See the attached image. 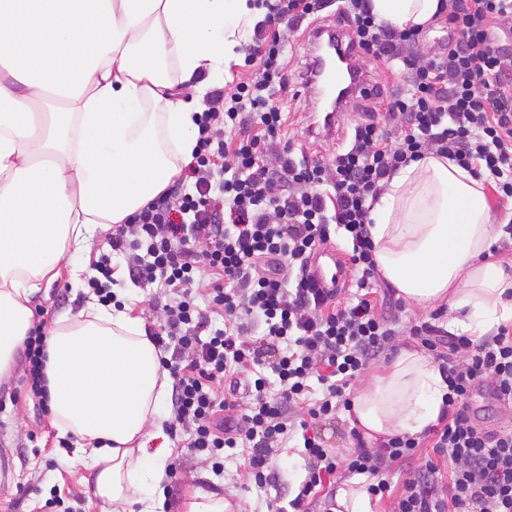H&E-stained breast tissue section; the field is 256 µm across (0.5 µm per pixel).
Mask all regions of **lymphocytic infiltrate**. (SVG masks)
Masks as SVG:
<instances>
[{
	"label": "lymphocytic infiltrate",
	"mask_w": 512,
	"mask_h": 512,
	"mask_svg": "<svg viewBox=\"0 0 512 512\" xmlns=\"http://www.w3.org/2000/svg\"><path fill=\"white\" fill-rule=\"evenodd\" d=\"M334 1L262 0L265 17L241 46L246 76L209 91L193 117L192 186L174 180L113 225L110 250L94 263L88 285L111 303L112 259L121 256L131 281L175 291L163 324L146 335L171 352L164 362L172 380L169 430L188 431V450L207 453L213 471H223L226 452L244 448L249 478L265 487L273 451L300 438L307 474L287 504L270 501V512H309L342 473L368 476V493L388 500L390 512H512V430L486 431L471 410L484 387L512 405L508 326L478 342L429 322L409 327L448 385L437 424L423 434H396L373 448L361 441L341 458L314 430L350 408L353 381L386 357L395 336L374 298L369 200L399 168L432 154L486 177L512 201V50L494 34L512 22V0H443L448 41L427 56L418 50L419 30L377 23L369 0H338L336 21L355 69L382 62L399 69L402 87L386 94L384 112L353 126L348 145L313 159L288 135L283 55L291 34ZM336 228L350 244L346 298L314 288L307 273ZM203 266L213 274L205 284L197 278ZM215 314L223 328H213ZM46 328V320L35 322L20 353L24 393L43 410L50 401ZM248 332L258 344L245 341ZM224 382L230 395L221 399L215 387ZM425 448L431 456H422ZM414 459L418 470L393 493L388 473Z\"/></svg>",
	"instance_id": "f902f5d3"
}]
</instances>
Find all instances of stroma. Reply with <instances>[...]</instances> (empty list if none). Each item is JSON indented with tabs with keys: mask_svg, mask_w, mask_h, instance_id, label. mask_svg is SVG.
Listing matches in <instances>:
<instances>
[{
	"mask_svg": "<svg viewBox=\"0 0 512 512\" xmlns=\"http://www.w3.org/2000/svg\"><path fill=\"white\" fill-rule=\"evenodd\" d=\"M311 48L309 32L302 29L290 37L286 49L290 88L298 93L290 103L288 132L296 147L325 157L331 153L332 143L309 137L306 112L313 93L299 80ZM169 296V289L134 284L126 289L122 301L131 316L155 327L163 321L162 306ZM86 299L85 292L72 291L70 273L65 270L33 297L30 306L33 311H45L51 321L63 314L77 313ZM21 388L20 366L15 363L9 379L0 383V512H102V504L88 494L90 472L64 466L52 417L43 416L29 398L21 396ZM188 440V433L181 431L176 437L153 442L154 447L171 450L167 483L170 512H184L186 494L197 485L232 500L238 512H268L269 499L288 498L306 475L301 449L281 448L270 460L272 486L260 489L240 468L238 460L225 459L223 473L215 474L205 456L188 451Z\"/></svg>",
	"mask_w": 512,
	"mask_h": 512,
	"instance_id": "1",
	"label": "stroma"
}]
</instances>
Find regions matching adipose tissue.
I'll use <instances>...</instances> for the list:
<instances>
[{
	"label": "adipose tissue",
	"mask_w": 512,
	"mask_h": 512,
	"mask_svg": "<svg viewBox=\"0 0 512 512\" xmlns=\"http://www.w3.org/2000/svg\"><path fill=\"white\" fill-rule=\"evenodd\" d=\"M439 0H371L378 22L431 24ZM264 17L254 0H0V382L33 320L30 301L69 267L74 287L100 230L125 223L192 159L193 115ZM67 100L41 116L33 105ZM170 151H163L162 143ZM368 232L382 279L409 304H447L481 338L512 320V269L495 259L504 219L483 180L433 155L393 174ZM46 375L68 466L110 512H166L168 373L140 319L91 301L49 331ZM448 391L433 358L398 350L357 390L346 418L375 439L436 423Z\"/></svg>",
	"instance_id": "ef3b65f1"
}]
</instances>
